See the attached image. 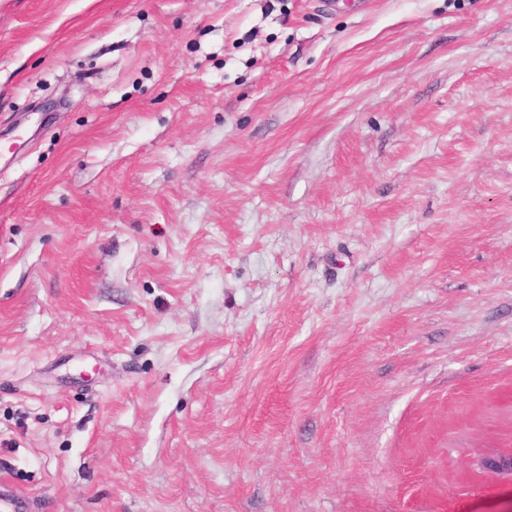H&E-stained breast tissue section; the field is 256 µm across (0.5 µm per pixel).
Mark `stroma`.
Listing matches in <instances>:
<instances>
[{"label":"stroma","mask_w":512,"mask_h":512,"mask_svg":"<svg viewBox=\"0 0 512 512\" xmlns=\"http://www.w3.org/2000/svg\"><path fill=\"white\" fill-rule=\"evenodd\" d=\"M508 449L512 0H0V481L487 512Z\"/></svg>","instance_id":"stroma-1"}]
</instances>
